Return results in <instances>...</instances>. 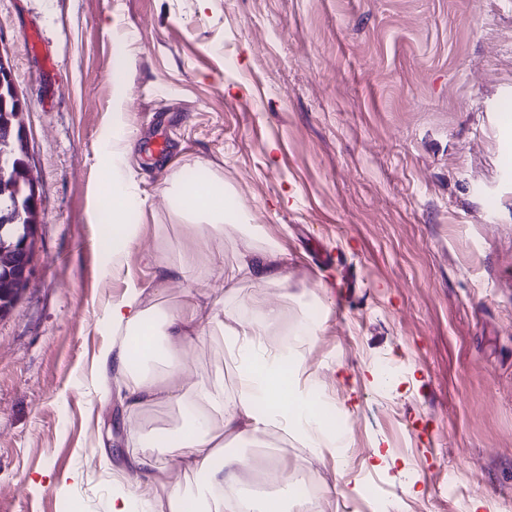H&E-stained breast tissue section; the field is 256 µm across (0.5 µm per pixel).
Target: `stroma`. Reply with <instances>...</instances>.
Returning <instances> with one entry per match:
<instances>
[{
  "instance_id": "35a3bbf8",
  "label": "stroma",
  "mask_w": 512,
  "mask_h": 512,
  "mask_svg": "<svg viewBox=\"0 0 512 512\" xmlns=\"http://www.w3.org/2000/svg\"><path fill=\"white\" fill-rule=\"evenodd\" d=\"M3 48L41 222L31 283L0 319V512H109L126 430L99 365L106 313L131 278L181 302L153 259L194 245L165 195L192 170L280 241L287 278L262 291L292 323L298 296L316 301L302 352L326 412L348 409L345 476L291 439L250 462H292L284 482L328 491V512L481 497L512 512V0H0ZM116 118L140 201L117 265L89 216ZM185 361L233 383L220 338ZM378 451L392 460L375 468ZM343 479L359 494L333 493Z\"/></svg>"
}]
</instances>
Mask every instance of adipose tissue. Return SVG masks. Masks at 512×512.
Listing matches in <instances>:
<instances>
[{"instance_id":"ef3b65f1","label":"adipose tissue","mask_w":512,"mask_h":512,"mask_svg":"<svg viewBox=\"0 0 512 512\" xmlns=\"http://www.w3.org/2000/svg\"><path fill=\"white\" fill-rule=\"evenodd\" d=\"M132 138L125 124H114L102 146L105 164L100 188L93 195L94 211H109L110 251L116 260L135 240L129 214L137 198L124 170ZM166 194L183 216L202 225L203 232L197 246L182 252L177 261L163 255L155 259L160 279L187 283L180 306L146 301L143 288L131 281L108 312L116 340L101 362L113 368L120 381L123 423L133 449L122 475L127 489L113 495L110 512H132L133 499L174 469L193 473L198 481L192 488L174 487L165 512H322L318 499L259 498L242 483L248 465L243 448L266 437L289 435L301 447L339 459L344 456L347 434L323 415V399L297 351L315 335L314 320L305 314L292 326L280 304L252 295L232 307L225 294L213 299L208 321L199 320L201 286L215 272H223L228 283L282 282L285 273L278 259L283 248L278 240L264 237L243 209L229 205L223 180L192 184L176 174ZM228 224L241 230L244 246L233 263L220 270L212 256L213 244L223 238ZM287 333L294 335V346H269L270 336ZM205 336L223 340L228 364L236 372L233 390H225L220 366L208 375L190 378L183 353ZM154 403L178 408L173 428H141L143 410Z\"/></svg>"}]
</instances>
